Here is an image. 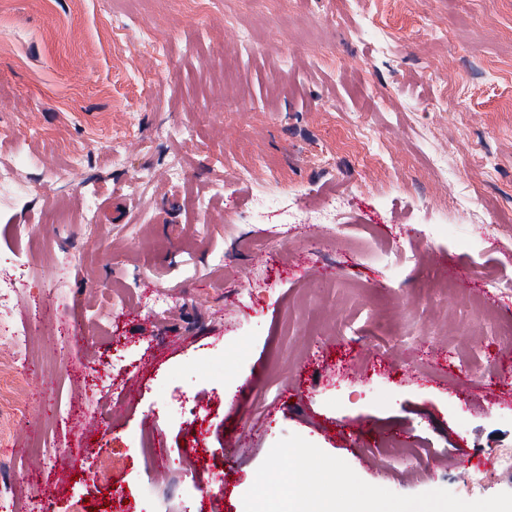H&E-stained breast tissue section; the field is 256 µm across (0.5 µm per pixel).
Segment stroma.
<instances>
[{"mask_svg":"<svg viewBox=\"0 0 512 512\" xmlns=\"http://www.w3.org/2000/svg\"><path fill=\"white\" fill-rule=\"evenodd\" d=\"M0 171L24 186L0 194L23 512H251L276 467L331 504L512 512V469L467 492L512 448V0H0ZM255 192L304 221H253Z\"/></svg>","mask_w":512,"mask_h":512,"instance_id":"35a3bbf8","label":"stroma"}]
</instances>
